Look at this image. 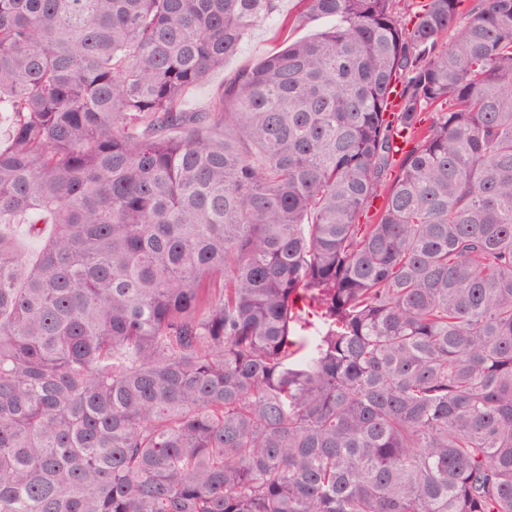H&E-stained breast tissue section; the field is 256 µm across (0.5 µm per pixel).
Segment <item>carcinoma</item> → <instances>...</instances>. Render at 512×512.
I'll list each match as a JSON object with an SVG mask.
<instances>
[{
    "label": "carcinoma",
    "mask_w": 512,
    "mask_h": 512,
    "mask_svg": "<svg viewBox=\"0 0 512 512\" xmlns=\"http://www.w3.org/2000/svg\"><path fill=\"white\" fill-rule=\"evenodd\" d=\"M299 2L0 0V512H512V0ZM286 36V35H285ZM280 19L274 18L253 32L238 52L227 58L224 68L215 70L207 82L190 89L183 97L181 106L187 111H204L210 108L214 98L222 89L228 74L253 67L268 55L284 47Z\"/></svg>",
    "instance_id": "carcinoma-1"
}]
</instances>
